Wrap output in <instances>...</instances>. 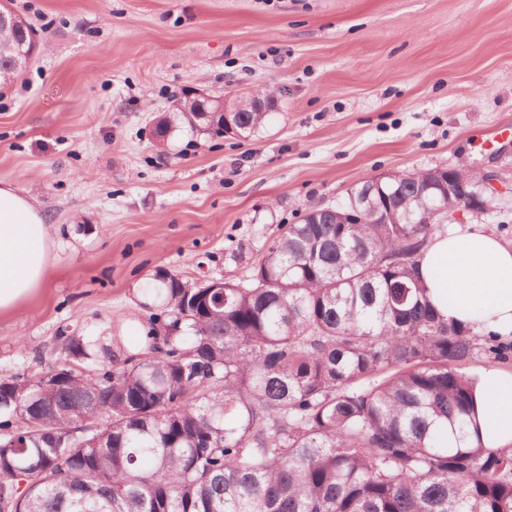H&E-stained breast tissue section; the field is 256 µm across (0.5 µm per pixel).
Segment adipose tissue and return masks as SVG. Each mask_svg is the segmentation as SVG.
Returning a JSON list of instances; mask_svg holds the SVG:
<instances>
[{"label":"adipose tissue","mask_w":512,"mask_h":512,"mask_svg":"<svg viewBox=\"0 0 512 512\" xmlns=\"http://www.w3.org/2000/svg\"><path fill=\"white\" fill-rule=\"evenodd\" d=\"M53 239L39 207L0 185V312L45 285ZM427 297L444 319L512 334V243L471 224L437 232L420 264ZM485 447L512 445V376L482 370L474 381Z\"/></svg>","instance_id":"ef3b65f1"}]
</instances>
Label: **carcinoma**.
Wrapping results in <instances>:
<instances>
[{
	"instance_id": "obj_1",
	"label": "carcinoma",
	"mask_w": 512,
	"mask_h": 512,
	"mask_svg": "<svg viewBox=\"0 0 512 512\" xmlns=\"http://www.w3.org/2000/svg\"><path fill=\"white\" fill-rule=\"evenodd\" d=\"M179 117L245 139L268 113L230 134ZM445 176L356 184L212 294L155 276L135 352L59 330L83 363L68 380L0 379V512H512V448L474 443L462 371L512 361V340L442 319L417 272ZM366 194L375 208L341 223Z\"/></svg>"
}]
</instances>
